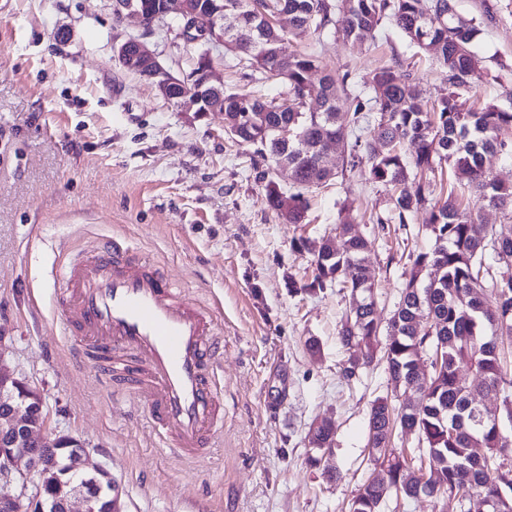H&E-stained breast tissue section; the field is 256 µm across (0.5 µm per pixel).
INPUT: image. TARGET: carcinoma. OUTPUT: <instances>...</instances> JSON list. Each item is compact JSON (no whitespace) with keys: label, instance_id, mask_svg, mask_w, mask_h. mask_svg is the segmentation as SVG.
Listing matches in <instances>:
<instances>
[{"label":"carcinoma","instance_id":"carcinoma-1","mask_svg":"<svg viewBox=\"0 0 512 512\" xmlns=\"http://www.w3.org/2000/svg\"><path fill=\"white\" fill-rule=\"evenodd\" d=\"M163 0H116L150 16ZM214 9L231 8L244 17L234 39L239 57L255 72L256 81L275 80L285 90L267 98L224 91V118L236 133L230 139L255 147V153L292 172L293 191L270 179L264 186L266 205L288 224H301L309 210L308 194L338 177L323 159L324 144L343 143L341 171L360 170L365 180L390 191L391 218L406 225L425 208V224L434 239L429 250L410 255L411 266L400 300L387 322L389 338L380 342L381 322L375 312L372 273L365 254L372 241L359 234L350 215L353 200L345 198L336 224L340 247L323 236L298 248L312 255L306 291H322L336 283L349 290V309L338 332L348 353L342 364L347 380L359 377L381 350L390 381L423 392L414 401L394 404L386 397L368 410L369 461L380 478L358 489L350 512H382L390 494L436 504L452 495L464 512H512V235L501 236L477 223L473 209L462 205L455 190L444 201H432L429 174L448 163L457 180L479 203L512 210V186L492 178L487 155L512 156V111L487 103L474 112H460L456 97L481 78V58L474 47L480 24L458 13L456 0H345L336 13L332 0H203ZM399 29L414 46L433 51L448 93L432 106L423 104L408 79L395 67L375 69L362 79L363 90L351 89L350 73L327 71L314 54L288 52L285 41L309 33L340 34L360 39L384 24ZM208 54L178 79L181 87H198ZM322 72L319 80L313 76ZM317 102L319 110H310ZM286 127L288 141L278 138ZM368 130V138L349 134ZM414 148L411 156L402 144ZM433 360L429 374L416 373L419 354ZM500 400L499 411L472 416L473 392ZM415 434L425 449L427 468L405 460L390 447L395 430ZM333 424H312L311 448L331 447Z\"/></svg>","mask_w":512,"mask_h":512}]
</instances>
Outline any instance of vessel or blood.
<instances>
[{
  "label": "vessel or blood",
  "mask_w": 512,
  "mask_h": 512,
  "mask_svg": "<svg viewBox=\"0 0 512 512\" xmlns=\"http://www.w3.org/2000/svg\"><path fill=\"white\" fill-rule=\"evenodd\" d=\"M57 302L70 350L109 392L141 408L162 445L194 459L224 423L223 361L213 310L122 240L66 263Z\"/></svg>",
  "instance_id": "vessel-or-blood-1"
}]
</instances>
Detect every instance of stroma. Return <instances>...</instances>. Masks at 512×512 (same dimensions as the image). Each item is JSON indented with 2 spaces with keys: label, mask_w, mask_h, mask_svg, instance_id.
<instances>
[{
  "label": "stroma",
  "mask_w": 512,
  "mask_h": 512,
  "mask_svg": "<svg viewBox=\"0 0 512 512\" xmlns=\"http://www.w3.org/2000/svg\"><path fill=\"white\" fill-rule=\"evenodd\" d=\"M115 8V0H0V326L8 331L0 366L41 393L49 435L86 443L91 463L115 479L124 512H349L372 472L368 408L393 389L380 362L343 379L338 330L348 295L333 284L304 291L311 257L295 241L331 231L352 196L359 230L375 241L369 262L385 318L410 251L433 245L425 216L375 224L389 211L385 189L354 171L313 190L305 223H283L263 201L260 174L286 188L289 171L270 170L253 147L229 139L221 113L165 103L115 55L135 37L182 76L202 46L163 22L148 33L117 20ZM458 12L481 22L476 52L487 69L477 88L459 93V110L492 102L511 111L512 0H458ZM287 48L320 53L355 80L397 61L422 99L447 92L435 55L389 27L356 41L309 34ZM208 51L226 89L281 92L277 82L251 81L235 54ZM113 234L218 305L224 425L199 459L168 454L143 416L111 402L93 370L67 355L56 303L62 268ZM309 337L319 356L306 352ZM316 419L333 421L337 434L312 468L307 431Z\"/></svg>",
  "instance_id": "35a3bbf8"
}]
</instances>
